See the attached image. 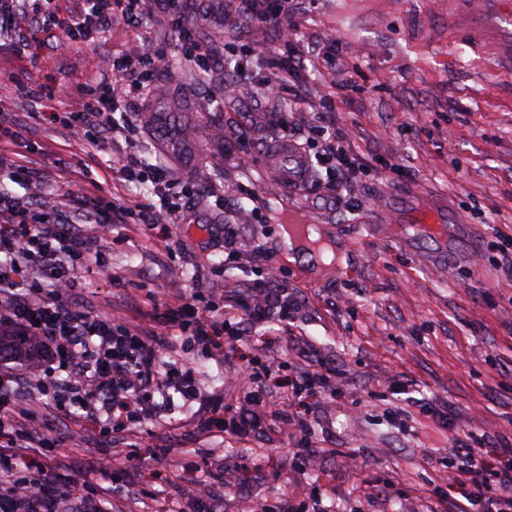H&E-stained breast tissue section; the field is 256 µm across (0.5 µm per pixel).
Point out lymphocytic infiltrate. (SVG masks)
<instances>
[{
  "label": "lymphocytic infiltrate",
  "mask_w": 512,
  "mask_h": 512,
  "mask_svg": "<svg viewBox=\"0 0 512 512\" xmlns=\"http://www.w3.org/2000/svg\"><path fill=\"white\" fill-rule=\"evenodd\" d=\"M144 7L145 0H79L62 23L43 14L41 0H0V30H12L18 40H25L26 31L14 24L16 17L41 15L43 30L62 28L55 44L59 50L121 23L138 29V39L125 50L102 58L100 87L81 88L78 108L64 116L74 138L98 146L113 130L131 129L133 119L120 104L148 92L153 67L164 59L143 28ZM276 89L288 95L289 115L279 122L281 135L291 133L290 115L307 107L332 108L326 95L303 89L293 65L249 87L238 81L225 84L223 96L245 104ZM312 132L322 140L314 159L328 179H360L364 168L350 152L342 129L331 124ZM112 168L123 182L151 183L159 200L129 196L119 202L99 194L77 224L62 197L46 192L13 152L0 146V177L26 190L22 196L0 193V335L19 338L18 352L27 363L22 375L0 367V512H108L106 490L92 497L77 485L60 489L45 464L19 460V449L43 456L53 448L49 412L86 419L101 437L137 447L140 427L160 422L171 393L192 399L199 392L193 367L180 359L163 361L169 337H180L184 352L195 344L211 345L216 336H237L242 322H263L273 313L287 322L298 311L297 303L269 277L235 290L221 314L197 289L188 293L179 288L161 299L147 295L133 316L91 312L78 305L83 275L109 270L113 225L132 218L156 225L184 220L182 206L166 192L173 184L168 167H144L132 153L114 156ZM297 354L309 359L310 369L284 386L283 404L268 401L265 384L250 372L236 387L240 406L232 421H225L224 407L217 404L195 416L197 431L205 436L225 431L243 443L258 441L270 425L295 431L294 466L302 473L314 469L321 450L304 414L292 404L310 385L335 395L340 384L336 371L313 348L299 347ZM451 454L433 483L434 494L448 503L449 512H512V445L476 450L461 440Z\"/></svg>",
  "instance_id": "lymphocytic-infiltrate-1"
}]
</instances>
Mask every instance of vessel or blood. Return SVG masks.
Here are the masks:
<instances>
[{
  "label": "vessel or blood",
  "mask_w": 512,
  "mask_h": 512,
  "mask_svg": "<svg viewBox=\"0 0 512 512\" xmlns=\"http://www.w3.org/2000/svg\"><path fill=\"white\" fill-rule=\"evenodd\" d=\"M448 42L465 44L497 68L512 70V0H448ZM270 157L278 180L296 185L306 177V162L292 142L279 141ZM392 221L402 225L406 237L439 242L446 241L449 227L463 224L456 212L426 201L409 204Z\"/></svg>",
  "instance_id": "obj_1"
}]
</instances>
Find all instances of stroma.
<instances>
[{
    "mask_svg": "<svg viewBox=\"0 0 512 512\" xmlns=\"http://www.w3.org/2000/svg\"><path fill=\"white\" fill-rule=\"evenodd\" d=\"M199 8L189 0L185 15L211 51L207 72L182 65L170 16L159 0H148L145 23L166 58L152 77L154 92L135 101L143 120L135 151L142 163L161 162L178 179L207 169L226 193L220 201L194 194L179 224L118 225L108 260L119 280L107 288L87 276L81 303L92 311L129 309L145 290L162 295L200 280L229 290L258 278L267 258L281 268L278 285L299 312L286 328L274 318L247 328L222 353L189 349L184 359L198 371L202 395L190 403L173 394L164 425L143 426L137 466L103 475L77 470L107 446L94 433L87 447L62 444L64 420L51 432L60 444L49 465L62 483L85 478L111 488L115 512H190L178 496L187 467L214 486L212 512H254L299 483L317 490V512H439L427 490L455 440L488 448L512 437V305L501 299L512 292V270L501 268L493 246L495 228L512 226V72L476 59L465 45H449L448 0H301L298 56L322 43L355 83L345 92L332 76L300 74L309 89L331 96L365 164L350 190L358 207L349 211L321 187L324 168H311L306 191H289L273 178L265 148L274 129L256 127L255 113L221 97L224 81L235 77L224 68L225 51L250 74L287 65L273 25H234L218 8L206 15ZM135 35L119 25L66 53L40 32L24 44L0 37V75L25 86L0 99L16 118L12 149L46 190L80 203L95 189L125 194L110 147L73 139L49 115L73 109L76 87L100 81L99 59ZM245 154L247 169L239 165ZM388 189L431 194L468 219V228L451 237L447 267H425L433 242H407L398 225L373 211L374 198ZM242 208L256 215L241 231L259 251L228 264L224 225ZM297 215L325 226L331 261L297 257L286 231ZM297 340L337 367L350 390L333 400L316 389L301 402L311 411L314 438L330 450L319 469L295 472V440L283 432L253 444L195 433L192 414L220 400L232 404L230 379L258 366L263 349L281 357V376L291 375ZM434 401L447 406L458 431H434L420 414L419 403ZM170 443L174 452L157 465L152 451ZM353 450L361 467L350 464ZM222 471L236 473L235 482L220 484Z\"/></svg>",
    "mask_w": 512,
    "mask_h": 512,
    "instance_id": "obj_1",
    "label": "stroma"
}]
</instances>
